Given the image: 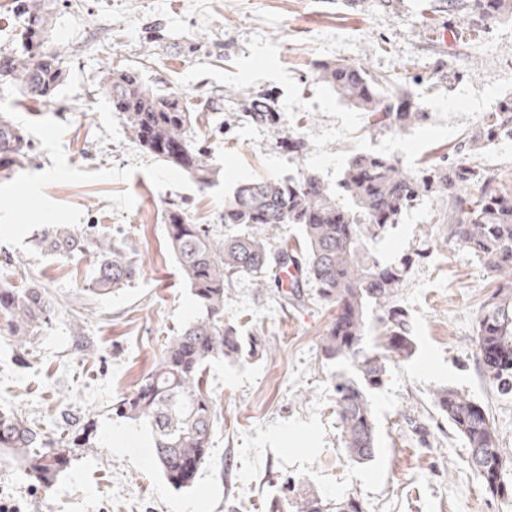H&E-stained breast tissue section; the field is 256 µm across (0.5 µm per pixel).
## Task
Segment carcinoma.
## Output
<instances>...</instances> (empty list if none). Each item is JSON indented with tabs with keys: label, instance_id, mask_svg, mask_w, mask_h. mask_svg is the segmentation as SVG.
<instances>
[{
	"label": "carcinoma",
	"instance_id": "cac0c4a2",
	"mask_svg": "<svg viewBox=\"0 0 512 512\" xmlns=\"http://www.w3.org/2000/svg\"><path fill=\"white\" fill-rule=\"evenodd\" d=\"M448 15L467 21L465 30L512 19V0H447ZM25 31L33 53L0 59V72L10 76L24 97L42 100L61 85L64 73L56 57L41 50L52 38L45 0L26 3ZM314 81L331 86L370 118L401 130L420 122L421 106L407 97L396 101L382 89L398 84L397 76H376L364 67L339 61L314 65ZM103 94L112 111L125 120L134 141L159 160L184 170L200 186L216 182L217 171L195 148L194 106L176 91H162L135 69H118L106 78ZM505 138H512V97L499 101L480 126L465 138L459 157L444 166L413 174L389 157L357 154L350 158L339 183L350 201L346 206L312 173L297 178H262L239 184L224 199L222 220L250 226L252 234L218 240L203 224L191 223L179 207L167 210L166 242L182 280L201 316L167 342L159 361L136 387L113 405L121 417L149 426L154 460L176 490L193 486L211 444L215 405L207 391L204 369L220 356L243 357L236 326L224 321V285L247 276L258 287L277 269L294 267V298L311 286L319 301L334 309L320 339L328 361L349 360L353 375L334 379L336 417L348 457L363 463L376 456V426L368 392L381 387L389 364L415 354L416 337L408 313L397 303L408 264L384 266L368 243L400 223L412 207L446 199L448 232L457 244L477 256L494 276L508 277L507 286L492 293L478 320L475 345L484 379L502 394L512 393V190L500 188L488 169L473 157ZM30 143L10 121L0 119V152L27 157ZM296 224L301 239L294 247H269L267 232ZM39 247L61 258L92 251L96 268L86 288L95 296L127 287L138 273L136 249L126 239L101 235L90 225H48L38 234ZM374 313L368 319L367 311ZM56 306L48 292L35 285L17 288L0 283V320L10 335L31 339L49 327ZM435 408L465 439L470 462L493 494L512 493L506 480L512 457L500 448L487 410L455 388L434 394ZM0 450L23 463L28 477L47 487L71 464L64 442L32 428L16 414L0 410ZM294 512H363L354 497L327 501L314 490L295 499Z\"/></svg>",
	"mask_w": 512,
	"mask_h": 512
}]
</instances>
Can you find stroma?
<instances>
[{
  "mask_svg": "<svg viewBox=\"0 0 512 512\" xmlns=\"http://www.w3.org/2000/svg\"><path fill=\"white\" fill-rule=\"evenodd\" d=\"M47 2L46 50L65 72L55 96L26 99L0 74V115L32 146L21 164L0 171V281L45 288L57 315L24 348L0 333V409L65 436L73 452L47 488L0 452V512H267L287 481L329 501L357 497L364 512H512V495L487 490L463 438L433 405L443 387L468 394L512 454V394L486 383L474 343L499 281L449 237L444 200L408 210L370 245L384 264L415 256L399 303L417 338L415 355L391 363L369 395L379 444L372 461H351L340 443L333 381L350 366L319 351L330 308L285 300L280 288L248 277L226 284L224 316L264 349L209 363L217 417L192 488H171L149 428L112 409L199 314L166 244L167 207L185 206L193 223L221 237L240 231L221 216L243 181L311 171L333 189L358 153L396 158L411 172L447 163L485 113L512 97V20L468 38L445 8L427 10L421 0L363 13L342 0ZM28 20L19 0H0V56L28 53ZM320 60L401 76L425 120L401 131L372 127L335 89L313 83ZM121 68L190 97L215 184L200 188L131 138L102 93L107 73ZM251 96L274 103L273 119L244 112ZM291 136L302 153L284 148ZM45 224H93L127 238L138 276L121 291L90 295L94 255L44 253L34 237Z\"/></svg>",
  "mask_w": 512,
  "mask_h": 512,
  "instance_id": "35a3bbf8",
  "label": "stroma"
}]
</instances>
